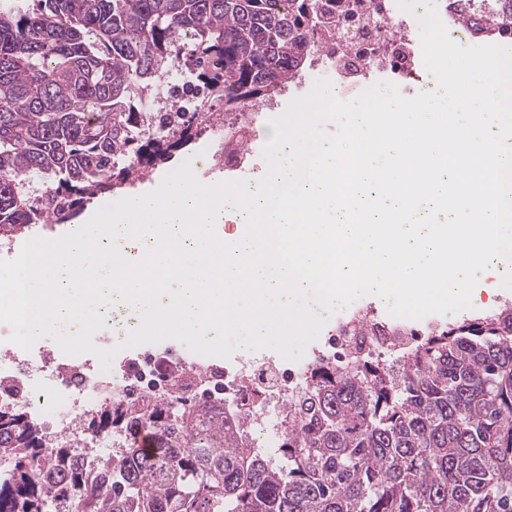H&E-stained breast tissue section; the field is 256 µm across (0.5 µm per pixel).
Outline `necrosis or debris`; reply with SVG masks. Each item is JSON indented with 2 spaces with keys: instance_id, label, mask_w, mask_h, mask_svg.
<instances>
[{
  "instance_id": "necrosis-or-debris-1",
  "label": "necrosis or debris",
  "mask_w": 512,
  "mask_h": 512,
  "mask_svg": "<svg viewBox=\"0 0 512 512\" xmlns=\"http://www.w3.org/2000/svg\"><path fill=\"white\" fill-rule=\"evenodd\" d=\"M328 30L318 31L310 55L311 69L329 65L340 86L359 84L370 74H383L393 83L432 92V79L416 70L411 41L405 40V16L391 0H321ZM208 91L192 80L172 84L163 94H151L153 110L193 111ZM268 113L252 105L241 107L234 120L212 126L213 149L198 157L193 168L207 178L215 166L225 172L242 170L261 148L255 140L241 142L242 127L256 128ZM446 319L429 315L424 328L412 319L383 314L370 307L337 309L318 357L355 369L364 359L379 356L399 361L416 348L422 332L446 326ZM304 372L274 359L240 361L232 371H219L185 359L157 358L153 353L127 358L110 375L82 371L79 365L56 363L46 347L23 352L9 340L0 341V408L22 407L39 430L51 431L59 443L93 448L106 454L126 445L129 432L109 434L88 430L89 418L109 402L146 406L172 397L202 401L212 409L232 407L245 422L252 448L275 455L288 426L285 406L304 386Z\"/></svg>"
}]
</instances>
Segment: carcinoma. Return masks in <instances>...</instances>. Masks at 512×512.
<instances>
[{
    "label": "carcinoma",
    "mask_w": 512,
    "mask_h": 512,
    "mask_svg": "<svg viewBox=\"0 0 512 512\" xmlns=\"http://www.w3.org/2000/svg\"><path fill=\"white\" fill-rule=\"evenodd\" d=\"M0 0V238L74 218L86 198L165 162L213 114L151 112L176 64L224 114L269 101L304 68L313 0ZM512 36V13L488 18ZM193 430L143 409L117 459L47 448L24 412H0V512H512V307L429 333L397 369L318 363L288 406L279 468L238 420L201 406ZM127 425L119 405L89 420ZM147 433L148 448L138 445Z\"/></svg>",
    "instance_id": "carcinoma-1"
}]
</instances>
